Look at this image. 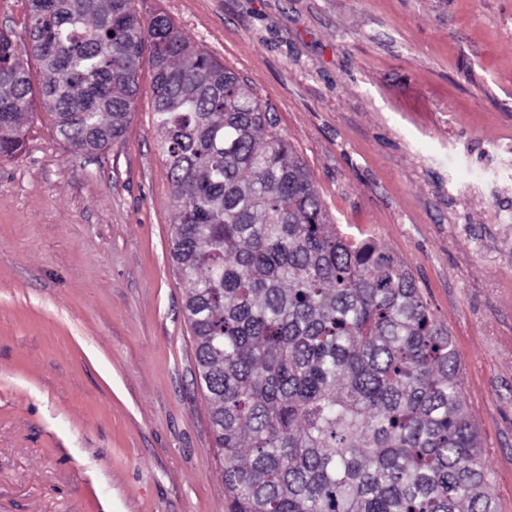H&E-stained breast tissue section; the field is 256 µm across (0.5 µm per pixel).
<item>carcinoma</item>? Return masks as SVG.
<instances>
[{"label":"carcinoma","instance_id":"1","mask_svg":"<svg viewBox=\"0 0 512 512\" xmlns=\"http://www.w3.org/2000/svg\"><path fill=\"white\" fill-rule=\"evenodd\" d=\"M28 4L40 75L0 33L1 157L36 96L72 152L106 149L152 71L170 257L230 512H497L448 330L401 262L330 223L249 85L133 0Z\"/></svg>","mask_w":512,"mask_h":512}]
</instances>
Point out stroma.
<instances>
[{"label":"stroma","mask_w":512,"mask_h":512,"mask_svg":"<svg viewBox=\"0 0 512 512\" xmlns=\"http://www.w3.org/2000/svg\"><path fill=\"white\" fill-rule=\"evenodd\" d=\"M247 82L331 223L447 327L512 512V0H134ZM152 73L77 155L41 106L0 158V512H228L170 259Z\"/></svg>","instance_id":"obj_1"}]
</instances>
